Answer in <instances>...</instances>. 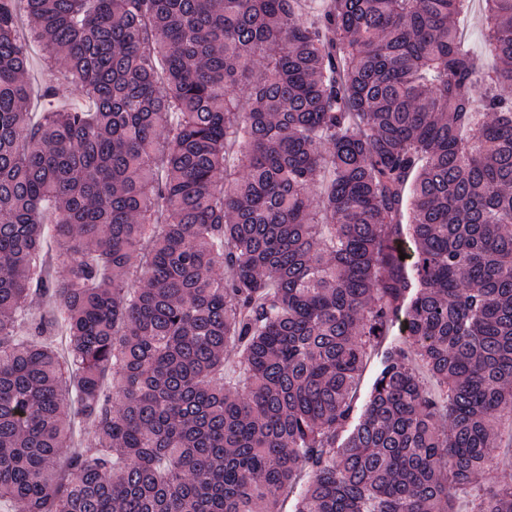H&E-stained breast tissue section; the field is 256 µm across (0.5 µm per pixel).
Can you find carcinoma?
<instances>
[{
  "mask_svg": "<svg viewBox=\"0 0 512 512\" xmlns=\"http://www.w3.org/2000/svg\"><path fill=\"white\" fill-rule=\"evenodd\" d=\"M470 2L0 0V501L512 512V0L489 69ZM22 21L83 104L33 118ZM463 34L474 51L478 64L483 68L491 67L494 60L485 46V28L480 0L471 2L470 12L463 25ZM510 426H501L502 442L496 449L497 457L484 471V481L489 484H503L512 480V444L509 436Z\"/></svg>",
  "mask_w": 512,
  "mask_h": 512,
  "instance_id": "1",
  "label": "carcinoma"
}]
</instances>
